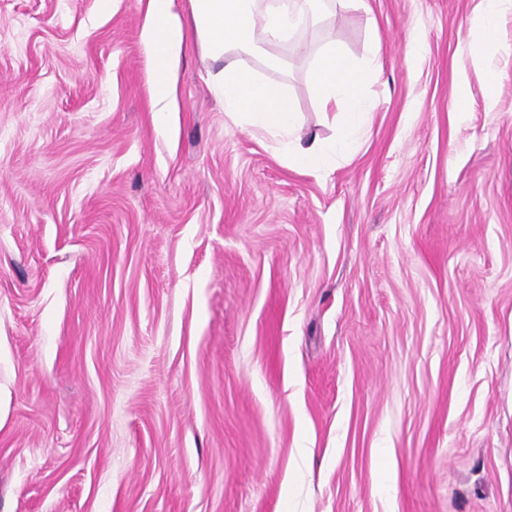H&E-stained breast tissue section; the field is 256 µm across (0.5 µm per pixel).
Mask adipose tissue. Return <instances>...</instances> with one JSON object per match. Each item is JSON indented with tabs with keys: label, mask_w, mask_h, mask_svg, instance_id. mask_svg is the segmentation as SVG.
I'll return each mask as SVG.
<instances>
[{
	"label": "adipose tissue",
	"mask_w": 512,
	"mask_h": 512,
	"mask_svg": "<svg viewBox=\"0 0 512 512\" xmlns=\"http://www.w3.org/2000/svg\"><path fill=\"white\" fill-rule=\"evenodd\" d=\"M194 32L206 59L217 65L215 89L233 121L274 139L288 165L312 168L328 165L336 150L348 148L371 105L364 89L380 66L379 41H372L367 57L344 51L326 37L313 55L309 80L323 110L342 116L334 141L298 137L299 113L287 96L264 83L259 74L239 65L242 57L261 59L266 68L282 69L283 56L272 45L288 35L319 23L324 0H188ZM502 0H481L469 32L475 57L501 51L498 15ZM184 38L175 0H147L142 41L149 63L153 110L157 121L172 111L175 86L173 65Z\"/></svg>",
	"instance_id": "ef3b65f1"
}]
</instances>
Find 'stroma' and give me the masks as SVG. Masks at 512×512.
<instances>
[{
  "label": "stroma",
  "mask_w": 512,
  "mask_h": 512,
  "mask_svg": "<svg viewBox=\"0 0 512 512\" xmlns=\"http://www.w3.org/2000/svg\"><path fill=\"white\" fill-rule=\"evenodd\" d=\"M479 4L328 21L381 68L314 171L191 32L157 132L145 0H0V512H512V53L472 58ZM320 41L259 74L329 141Z\"/></svg>",
  "instance_id": "obj_1"
}]
</instances>
